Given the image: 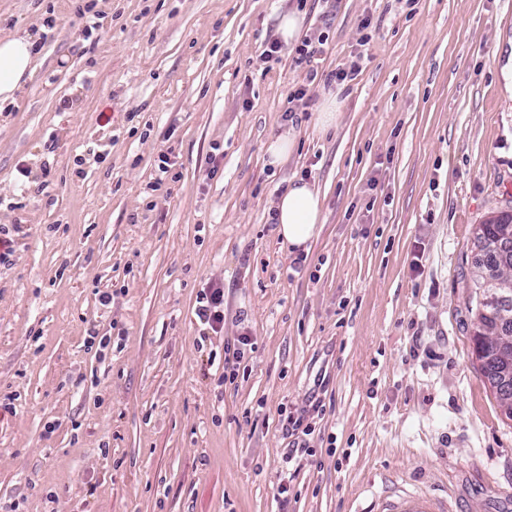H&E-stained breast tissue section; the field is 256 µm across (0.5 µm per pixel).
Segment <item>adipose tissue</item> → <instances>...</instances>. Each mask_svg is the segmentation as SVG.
Returning <instances> with one entry per match:
<instances>
[{"instance_id":"obj_1","label":"adipose tissue","mask_w":512,"mask_h":512,"mask_svg":"<svg viewBox=\"0 0 512 512\" xmlns=\"http://www.w3.org/2000/svg\"><path fill=\"white\" fill-rule=\"evenodd\" d=\"M33 45L14 33L0 34V107L15 102L33 70ZM276 233L294 252L307 250L325 222L319 191L301 180L289 181L274 201Z\"/></svg>"}]
</instances>
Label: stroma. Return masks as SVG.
Listing matches in <instances>:
<instances>
[{
	"label": "stroma",
	"mask_w": 512,
	"mask_h": 512,
	"mask_svg": "<svg viewBox=\"0 0 512 512\" xmlns=\"http://www.w3.org/2000/svg\"><path fill=\"white\" fill-rule=\"evenodd\" d=\"M299 8L320 53L264 62ZM2 29L34 64L0 112V512H512L468 311L474 228L512 209V0H0ZM292 179L325 214L299 259ZM273 205L277 235L296 254L307 251L325 222L319 191L302 180H291ZM196 315L198 319L207 324L213 331L223 329L224 326V288L219 284H212L205 288L198 297Z\"/></svg>",
	"instance_id": "stroma-1"
}]
</instances>
